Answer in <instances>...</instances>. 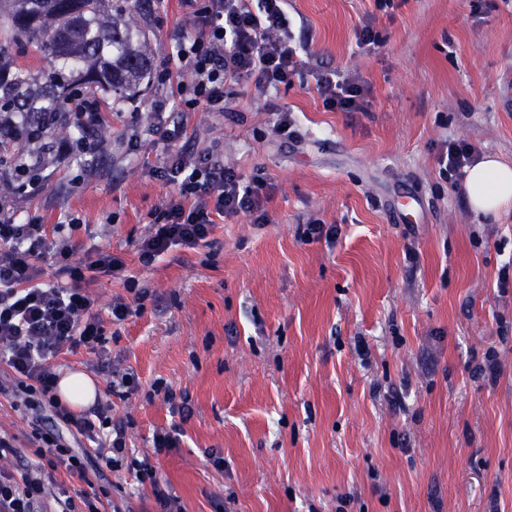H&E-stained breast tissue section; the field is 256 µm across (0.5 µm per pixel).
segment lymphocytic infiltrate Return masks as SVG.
Here are the masks:
<instances>
[{"instance_id":"obj_1","label":"lymphocytic infiltrate","mask_w":512,"mask_h":512,"mask_svg":"<svg viewBox=\"0 0 512 512\" xmlns=\"http://www.w3.org/2000/svg\"><path fill=\"white\" fill-rule=\"evenodd\" d=\"M180 2L188 26L174 48L159 58L150 82L162 98L137 130L162 143L153 172L173 187L150 212L148 230L137 244L138 260L145 266L175 246L210 245L217 220L243 215L258 224L268 221L271 195L263 177L244 179L225 165L217 145L183 144L190 113L223 114L225 89L249 80L262 97L305 76L314 79L326 110L369 109L371 88L359 74L314 65L296 39L287 0ZM176 74L181 77L177 83L172 80ZM102 121L95 104L86 102L75 138L55 143L50 155L22 152L8 167H0V363L14 374L16 405L49 411L54 422L50 428L33 426V463L19 470L0 467V512H36L59 471L85 482L122 462L124 425H115L111 444H104L98 427L107 424V416L94 421L63 406L51 361L104 343V327L86 284L97 274L121 277L126 264L100 248L75 260L72 233L82 227L81 218L68 215L66 225L50 229L21 216L13 183L15 173L31 172L34 178L25 193H41L53 158L94 172L105 152L96 134ZM47 260L55 268V280L48 284L41 280V264ZM68 433L86 438L89 448L75 453L64 439Z\"/></svg>"}]
</instances>
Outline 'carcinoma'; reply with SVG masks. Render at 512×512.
<instances>
[{"label": "carcinoma", "instance_id": "cac0c4a2", "mask_svg": "<svg viewBox=\"0 0 512 512\" xmlns=\"http://www.w3.org/2000/svg\"><path fill=\"white\" fill-rule=\"evenodd\" d=\"M129 14L119 0H0V113L25 117L0 127L1 163L46 138L72 136L78 99L133 92L150 74L153 49L131 45ZM31 48L50 68L17 62Z\"/></svg>", "mask_w": 512, "mask_h": 512}]
</instances>
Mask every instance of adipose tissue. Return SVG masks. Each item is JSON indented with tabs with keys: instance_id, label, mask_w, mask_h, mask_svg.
Segmentation results:
<instances>
[{
	"instance_id": "ef3b65f1",
	"label": "adipose tissue",
	"mask_w": 512,
	"mask_h": 512,
	"mask_svg": "<svg viewBox=\"0 0 512 512\" xmlns=\"http://www.w3.org/2000/svg\"><path fill=\"white\" fill-rule=\"evenodd\" d=\"M463 191L474 212L498 214L512 205V165L485 158L468 168Z\"/></svg>"
}]
</instances>
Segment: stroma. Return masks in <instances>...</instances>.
<instances>
[{"label": "stroma", "mask_w": 512, "mask_h": 512, "mask_svg": "<svg viewBox=\"0 0 512 512\" xmlns=\"http://www.w3.org/2000/svg\"><path fill=\"white\" fill-rule=\"evenodd\" d=\"M298 39L331 69L371 87L365 112L324 109L312 79L255 100L228 89L224 114L193 112L189 132L224 144V162L270 185L269 221L217 224L211 247L178 246L142 265L136 244L171 193L148 168L153 140L126 142L140 110L105 113L107 176L58 166L48 190L21 208L47 225L63 212L85 227L80 248L122 256L152 292L141 315L107 334L101 350L54 360L100 394L89 412L127 422L128 457L107 472L118 512H158L132 459H149L184 512H512V206L474 213L442 174L446 141L476 158L512 163V0H288ZM154 52L186 20L178 0L131 21ZM371 25L379 40L359 45ZM290 111L295 139L274 130ZM340 228L336 241H303L305 223ZM500 364L497 381L477 368ZM134 374L127 401L108 392L113 371ZM187 394L173 415L154 381ZM0 365V432L29 463L33 415L14 406ZM180 426L158 453L156 432ZM222 457L215 467L213 457Z\"/></svg>", "instance_id": "stroma-1"}]
</instances>
